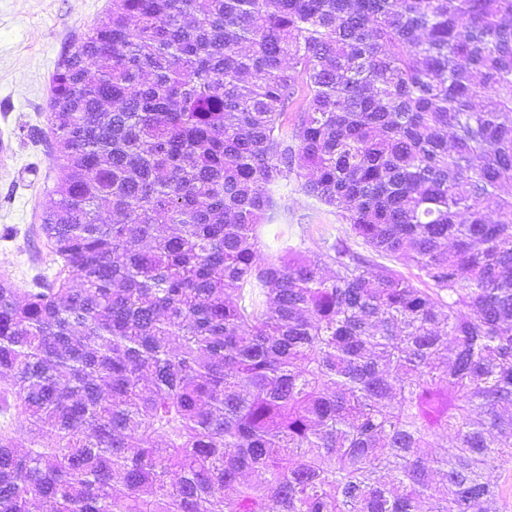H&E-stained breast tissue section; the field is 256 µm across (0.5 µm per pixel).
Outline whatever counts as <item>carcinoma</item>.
<instances>
[{"instance_id": "obj_1", "label": "carcinoma", "mask_w": 512, "mask_h": 512, "mask_svg": "<svg viewBox=\"0 0 512 512\" xmlns=\"http://www.w3.org/2000/svg\"><path fill=\"white\" fill-rule=\"evenodd\" d=\"M50 112L0 512H505L512 0H112ZM284 181L345 236L264 253Z\"/></svg>"}]
</instances>
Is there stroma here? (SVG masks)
Listing matches in <instances>:
<instances>
[{
	"instance_id": "stroma-1",
	"label": "stroma",
	"mask_w": 512,
	"mask_h": 512,
	"mask_svg": "<svg viewBox=\"0 0 512 512\" xmlns=\"http://www.w3.org/2000/svg\"><path fill=\"white\" fill-rule=\"evenodd\" d=\"M112 9V0H0V281L24 288L60 268L41 232L57 166L48 111L51 77L69 45ZM40 135L32 139L29 128ZM273 221L288 228L287 244L304 255L341 235L334 210L298 190L275 188Z\"/></svg>"
}]
</instances>
